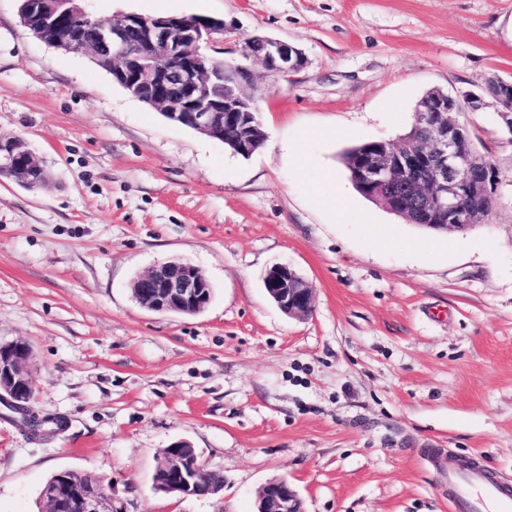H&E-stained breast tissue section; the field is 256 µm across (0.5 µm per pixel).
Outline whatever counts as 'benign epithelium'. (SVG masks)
<instances>
[{
	"instance_id": "1",
	"label": "benign epithelium",
	"mask_w": 512,
	"mask_h": 512,
	"mask_svg": "<svg viewBox=\"0 0 512 512\" xmlns=\"http://www.w3.org/2000/svg\"><path fill=\"white\" fill-rule=\"evenodd\" d=\"M21 23L39 40L72 53L91 52L106 64L112 80L132 96L158 109L171 123L211 138L236 134L243 123L258 121L249 92L252 67L285 77L304 66L302 50L269 35L249 38L244 60L220 64L208 52L214 36L229 25L207 16L145 17L127 14L105 24L81 6L82 0H19ZM494 105L512 132V82L495 79ZM474 110L482 96L439 94L419 110L432 136L405 140L357 161L363 184L390 198L412 199L416 210L442 221L439 228L465 231L478 222L484 201L498 196L499 173L485 157L469 151L467 126L457 114L461 100ZM0 169L27 185H44L48 173L41 158L20 139L0 138ZM264 287L289 317H305L314 307V288L290 265H273ZM134 296L156 312L195 315L209 304L212 285L189 261L177 259L152 267L133 280ZM31 350L23 341L0 342V404L21 417L36 415L34 389L27 371ZM70 470L42 490L45 512H122L114 489L69 477ZM155 489L182 499L209 496L224 487V475L206 469L194 448L178 441L166 448L154 475ZM257 512H305L302 499L286 479L268 481L257 496Z\"/></svg>"
}]
</instances>
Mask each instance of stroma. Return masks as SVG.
Returning a JSON list of instances; mask_svg holds the SVG:
<instances>
[{"label": "stroma", "instance_id": "obj_1", "mask_svg": "<svg viewBox=\"0 0 512 512\" xmlns=\"http://www.w3.org/2000/svg\"><path fill=\"white\" fill-rule=\"evenodd\" d=\"M82 5L105 22L222 19L224 60L266 34L306 63L255 72L266 141L244 157L41 42L0 0V137L51 175L0 180V341L29 345L33 407L63 422L37 437L0 406V512H37L60 469L112 482L125 512H253L273 478L306 512H452V459L512 490V135L494 105L459 114L503 182L465 232L371 203L341 161L397 140L431 89L512 80V0ZM173 259L209 278L202 312L134 299V278ZM278 263L312 284L308 318L269 298ZM178 441L223 472L219 495L154 491ZM376 142H380V141H367V142H363V143H360L358 145H355V146L349 148L343 156V162L345 164V167L349 171L350 179H351L354 187L356 188V190L362 196H364L366 199L371 201L372 203L379 204L378 202H376L374 199L371 198L370 193L367 192L364 189V187L359 183V181L356 177V174H355V170H354L355 159L359 155H362V154L369 152V151L373 150L374 148H376L379 145ZM379 205H381V204H379Z\"/></svg>", "mask_w": 512, "mask_h": 512}]
</instances>
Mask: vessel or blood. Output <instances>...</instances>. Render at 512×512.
<instances>
[{"instance_id":"vessel-or-blood-1","label":"vessel or blood","mask_w":512,"mask_h":512,"mask_svg":"<svg viewBox=\"0 0 512 512\" xmlns=\"http://www.w3.org/2000/svg\"><path fill=\"white\" fill-rule=\"evenodd\" d=\"M448 482L455 491L458 512H512V492L484 474L449 468Z\"/></svg>"}]
</instances>
